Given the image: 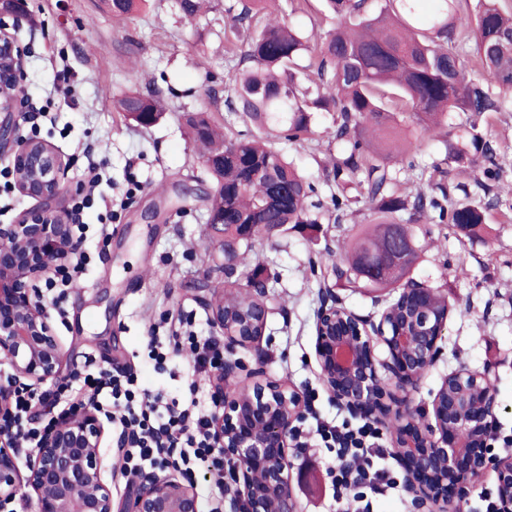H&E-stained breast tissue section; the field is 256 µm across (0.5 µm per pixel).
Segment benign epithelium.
Returning <instances> with one entry per match:
<instances>
[{
	"mask_svg": "<svg viewBox=\"0 0 512 512\" xmlns=\"http://www.w3.org/2000/svg\"><path fill=\"white\" fill-rule=\"evenodd\" d=\"M26 2L0 0V148L9 146L13 165L30 173L19 192L42 201L16 224H0V360L12 370L0 382V414L16 388L37 387L60 377L63 345L51 322L38 283L59 262L80 250L64 195V157L51 145L20 134L18 114L25 80V46L19 38ZM411 314L400 320L383 312L367 326L333 304L315 326V359L332 401L353 416L397 415L392 439L406 471L405 492L416 509L448 512L470 493V477L495 475L497 512H512V454L489 445L497 400L492 375L461 368L446 376L431 402V417L418 418L412 393L439 357L448 313L416 310L429 289L402 288ZM211 323L224 337V369L214 375L219 412L214 429L224 452V501L230 512H300L292 489L291 445L295 423L307 405L289 384L257 380L245 397L224 389L235 381L239 348H257L271 307L225 315L224 304L207 303ZM104 434L93 405L83 403L56 417L43 432L22 474L17 437L0 434V505L31 497L35 512H201L189 481L173 472L129 480L128 493L114 503L104 476L100 445Z\"/></svg>",
	"mask_w": 512,
	"mask_h": 512,
	"instance_id": "benign-epithelium-1",
	"label": "benign epithelium"
}]
</instances>
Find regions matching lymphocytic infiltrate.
I'll return each mask as SVG.
<instances>
[{"instance_id": "obj_1", "label": "lymphocytic infiltrate", "mask_w": 512, "mask_h": 512, "mask_svg": "<svg viewBox=\"0 0 512 512\" xmlns=\"http://www.w3.org/2000/svg\"><path fill=\"white\" fill-rule=\"evenodd\" d=\"M188 317H178L170 324V351L190 348L198 372L219 369L224 355L213 341L199 340L190 329ZM134 372L109 371L92 359L72 374L69 384L58 387L55 402L71 410L77 401L92 403L98 412L118 424L119 444L126 473L136 475L148 467H167L184 474L209 468L215 477L224 475V458L211 431L213 411L200 406L195 395L197 383H190L188 396L180 403L164 402L162 396L138 391ZM37 399L33 391L18 388L11 406L0 415V433H16L26 448L36 447L40 431L35 427L34 409ZM315 436L332 454L329 475L337 498H353L358 503L353 512H370L366 499L395 489V476L377 460L382 457L383 433L374 423L359 425L317 421Z\"/></svg>"}]
</instances>
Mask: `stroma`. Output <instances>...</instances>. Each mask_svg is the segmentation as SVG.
<instances>
[{"label": "stroma", "mask_w": 512, "mask_h": 512, "mask_svg": "<svg viewBox=\"0 0 512 512\" xmlns=\"http://www.w3.org/2000/svg\"><path fill=\"white\" fill-rule=\"evenodd\" d=\"M27 4L37 23L22 31L29 47L24 94L27 102L51 106L38 138L65 157V181L73 191L87 164L83 150L93 146L97 158L106 161L107 182L100 192L120 214L109 224L105 241L97 210L86 216L83 274L78 286L68 290L61 312L52 316L65 368L73 370L91 356L102 367L136 366L142 387L167 397H181L194 379L204 384L205 397H212L207 376L194 375L188 355L170 357L164 369H154L148 332L186 313L197 336L216 335L206 303L224 283V255L203 238L210 182L181 114L204 111L215 125L250 130L240 112L225 105L238 68L225 51L224 28L238 0H205L190 21L176 0H144L130 17L114 14L106 0ZM275 8L306 34L322 35L336 26L324 0H277ZM62 69L73 78L75 93L69 101L54 83ZM152 86L162 90L166 112L157 124L142 128L130 123L115 102L129 90ZM333 118L330 112L315 113L312 139L301 146L279 144L323 197L330 194L326 175L338 154L336 144L323 135ZM481 123L501 153L502 177L494 187L501 204L490 215L489 231L466 235L446 224L412 227L421 251L410 276L434 288L452 308L440 357L421 381L415 402L430 409L442 378L459 367L491 371L499 402L493 450L505 454L512 453V108ZM367 221L366 211L360 210L342 223L323 225L317 240L293 228L257 246L274 274L265 290L272 312L261 354L241 350L237 356L246 367L263 363L268 377L301 393H315V409L327 420L347 413L331 401L319 378L314 354L319 311L333 298L376 322L392 296L368 287L326 291L309 261H335ZM459 266L467 277L454 276Z\"/></svg>", "instance_id": "stroma-1"}]
</instances>
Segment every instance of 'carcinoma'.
Listing matches in <instances>:
<instances>
[{
  "instance_id": "obj_1",
  "label": "carcinoma",
  "mask_w": 512,
  "mask_h": 512,
  "mask_svg": "<svg viewBox=\"0 0 512 512\" xmlns=\"http://www.w3.org/2000/svg\"><path fill=\"white\" fill-rule=\"evenodd\" d=\"M421 0H327L336 29L315 49L285 22L261 21L271 0H241L233 27L238 40L232 55L245 63L229 88L230 104H239L259 134L226 129L220 133L203 113L188 112L184 124L191 139L205 149L211 162L209 224L224 225V291L250 308L263 296L250 292L270 277L255 261L238 275L245 254L255 242L302 227L315 238L321 221L338 224L349 203L370 212L353 238L347 255L334 266L336 280L349 286L364 283L379 290L399 288L413 268L419 245L410 225L452 224L467 234L486 226L498 199L461 203L452 198L443 165L472 162L474 149L485 162L483 175L499 178L497 142L478 128L485 114L506 110L512 94V7L502 0H434L425 27L419 26ZM475 40V62L489 71L500 92L466 76L464 46ZM116 107L142 127L163 113L154 92L131 91ZM332 112L328 137L339 156L332 169L337 191L324 202L315 184L288 161L274 141H303L312 114ZM412 115L424 135L433 136L457 114L469 139L443 141L445 159L431 165L430 192L414 197L401 189L396 165L413 147L397 113ZM253 224L248 235L240 225ZM403 243L405 256H389Z\"/></svg>"
}]
</instances>
